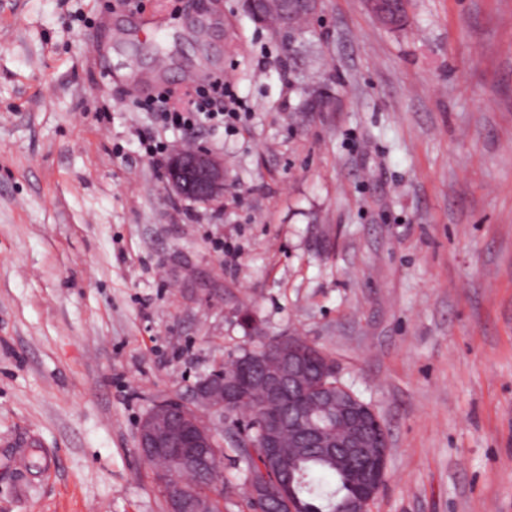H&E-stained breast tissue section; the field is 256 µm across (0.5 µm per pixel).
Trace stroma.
Wrapping results in <instances>:
<instances>
[{
    "label": "stroma",
    "instance_id": "stroma-1",
    "mask_svg": "<svg viewBox=\"0 0 512 512\" xmlns=\"http://www.w3.org/2000/svg\"><path fill=\"white\" fill-rule=\"evenodd\" d=\"M223 75L240 121L143 111ZM224 158L170 195L148 143ZM302 336L390 434L368 512H512V0H0V512H167L161 399ZM244 3L255 20L286 32L298 18L315 14L318 0H245Z\"/></svg>",
    "mask_w": 512,
    "mask_h": 512
}]
</instances>
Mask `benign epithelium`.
Segmentation results:
<instances>
[{"label": "benign epithelium", "mask_w": 512, "mask_h": 512, "mask_svg": "<svg viewBox=\"0 0 512 512\" xmlns=\"http://www.w3.org/2000/svg\"><path fill=\"white\" fill-rule=\"evenodd\" d=\"M318 0H245L247 11L262 24L286 32L300 17L315 14ZM227 177L224 158L205 147L174 151L168 158L165 178L170 191L183 199L221 205ZM300 336H281L267 346L235 358L251 386L260 389L274 411L265 417L259 440L241 441L244 453L260 455L261 476L250 482L257 502L276 499L282 512H296L293 476L287 474V449L282 447L288 429L300 449L311 444L336 457V463L356 464L360 493L338 500L336 512H366L367 504L386 482L389 447L387 429L375 410L354 392L326 380L336 368L326 362L318 369L317 384L310 387L311 350ZM231 380L198 383L190 400L159 401L141 421L138 449L145 460L159 464L154 476L168 503V512H210L194 497L197 474L208 469L212 482L208 502L224 500L220 462L224 449L216 447L215 424L201 414L224 420L240 398Z\"/></svg>", "instance_id": "7a95c632"}]
</instances>
